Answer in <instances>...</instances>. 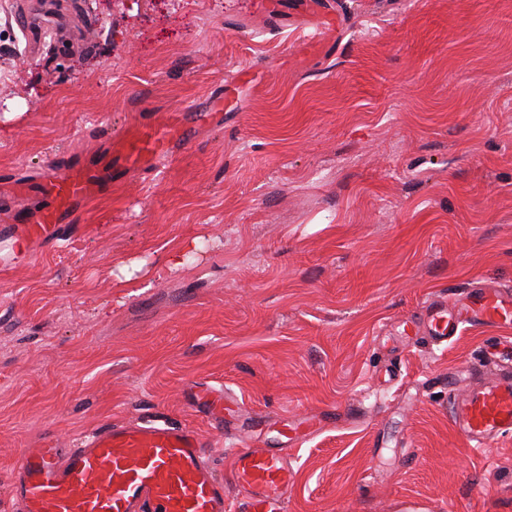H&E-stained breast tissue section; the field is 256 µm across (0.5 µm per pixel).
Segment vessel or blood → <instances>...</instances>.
Listing matches in <instances>:
<instances>
[{"label": "vessel or blood", "instance_id": "1", "mask_svg": "<svg viewBox=\"0 0 512 512\" xmlns=\"http://www.w3.org/2000/svg\"><path fill=\"white\" fill-rule=\"evenodd\" d=\"M197 114L156 112L111 137L94 157H55L14 198L0 205V233L36 246L68 236L71 214L111 194L131 171L154 172L173 143L191 141ZM424 333L444 344L466 327L512 322V290L486 284L455 299L438 295L422 310ZM189 402L215 428L214 436L170 424L122 422L98 429L84 444L58 447L46 439L21 449L6 475L16 512H282L294 484L288 454L246 438L222 451L230 464L217 476L212 458L224 430V390L192 383ZM452 422L473 447L512 433V370L500 368L454 398Z\"/></svg>", "mask_w": 512, "mask_h": 512}]
</instances>
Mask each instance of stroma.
Instances as JSON below:
<instances>
[{"label":"stroma","mask_w":512,"mask_h":512,"mask_svg":"<svg viewBox=\"0 0 512 512\" xmlns=\"http://www.w3.org/2000/svg\"><path fill=\"white\" fill-rule=\"evenodd\" d=\"M300 2L0 0V180L201 114L70 240L0 241V474L111 421L211 434L183 398L205 381L229 431L306 433L285 512H512V435L468 447L449 402L512 325L417 328L434 295L512 287V0H321L319 45Z\"/></svg>","instance_id":"obj_1"}]
</instances>
